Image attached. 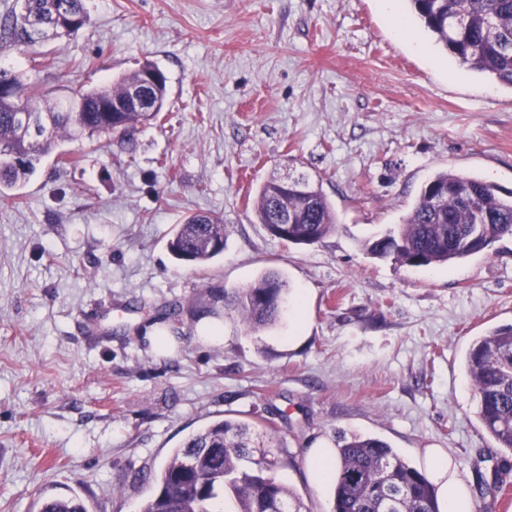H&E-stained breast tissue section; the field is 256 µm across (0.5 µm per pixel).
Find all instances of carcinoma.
Wrapping results in <instances>:
<instances>
[{
  "instance_id": "1",
  "label": "carcinoma",
  "mask_w": 512,
  "mask_h": 512,
  "mask_svg": "<svg viewBox=\"0 0 512 512\" xmlns=\"http://www.w3.org/2000/svg\"><path fill=\"white\" fill-rule=\"evenodd\" d=\"M20 13L0 17V49L16 50L47 66L46 42L31 34L26 22L53 29L51 38L78 33L89 22L82 0H67L76 26H62L55 15L58 0H19ZM409 13L462 68L512 89V0H405ZM158 70L144 60L109 85L77 90L60 99L0 68V82L14 88L13 100L0 99V198L4 190L25 181L61 138L79 140L128 130L158 118L167 99L166 79L149 88L155 112H92L93 103L119 98L138 88L145 74ZM310 194L266 181L257 193L255 214L272 236L294 245H312L336 230V215L321 188L299 174ZM295 214L297 223L281 232L280 214ZM226 227L217 215L194 213L175 227L168 242L178 260L204 265L224 251ZM512 236V193L502 196L489 182L453 170L436 173L422 187L398 231L367 245L375 258H392L413 267L455 262L490 250ZM287 283L269 273L224 297L251 331L274 323ZM465 367L477 397L478 417L499 447L512 452V325L502 326L470 345ZM252 438L248 423L217 420L187 436L163 466L153 495L142 512H275L288 502L294 512L302 504L270 472L280 463ZM333 512H441L436 487L427 475L375 437L341 435L336 440L332 471ZM38 512H87L77 498H46Z\"/></svg>"
}]
</instances>
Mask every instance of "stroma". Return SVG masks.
Segmentation results:
<instances>
[{
  "instance_id": "stroma-1",
  "label": "stroma",
  "mask_w": 512,
  "mask_h": 512,
  "mask_svg": "<svg viewBox=\"0 0 512 512\" xmlns=\"http://www.w3.org/2000/svg\"><path fill=\"white\" fill-rule=\"evenodd\" d=\"M86 7L88 25L48 45L50 68L8 51L0 66L64 96L147 59L167 102L126 136L59 141L0 199V512L54 497L140 512L172 452L224 418L274 423L288 457L274 476L306 512L332 510L308 455L339 431L418 468L438 449L474 512H512V486H495L512 452L483 428L464 365L475 338L512 324V237L428 268L362 247L436 172L512 191V89L458 67L412 18L396 35L379 0ZM289 169L336 213L318 243H283L255 217L260 186ZM192 213L226 224L203 266L167 247ZM269 270L289 296L261 331L209 294ZM157 329L171 354L152 347Z\"/></svg>"
}]
</instances>
